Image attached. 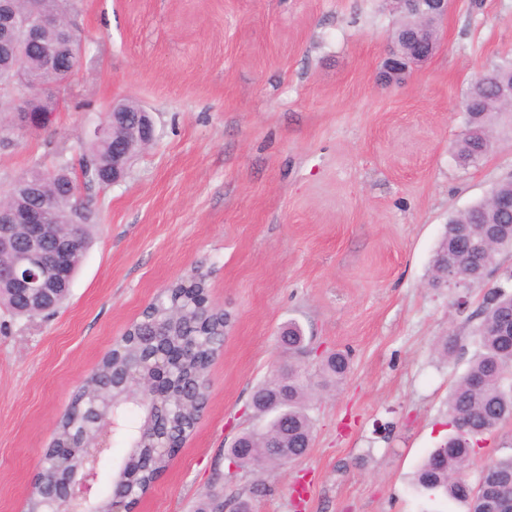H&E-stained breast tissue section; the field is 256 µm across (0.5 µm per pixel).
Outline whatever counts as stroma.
Instances as JSON below:
<instances>
[{
	"label": "stroma",
	"mask_w": 512,
	"mask_h": 512,
	"mask_svg": "<svg viewBox=\"0 0 512 512\" xmlns=\"http://www.w3.org/2000/svg\"><path fill=\"white\" fill-rule=\"evenodd\" d=\"M83 64L46 126L0 145V193L33 165L79 164L116 101L153 116L126 177L85 191L95 239L66 303L15 318L0 307V512L24 505L82 380L144 308L194 268L229 318L200 419L135 512H465L414 490L448 435V394L478 348L455 295L429 287L450 214L512 176V127L475 165L453 146L469 84L512 59V0H453L431 59L380 80L390 0H80ZM296 320L350 371L318 389L308 453L225 479L224 457L260 426L254 388L288 363ZM463 350L441 357L438 341Z\"/></svg>",
	"instance_id": "35a3bbf8"
}]
</instances>
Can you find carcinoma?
Here are the masks:
<instances>
[{"label":"carcinoma","mask_w":512,"mask_h":512,"mask_svg":"<svg viewBox=\"0 0 512 512\" xmlns=\"http://www.w3.org/2000/svg\"><path fill=\"white\" fill-rule=\"evenodd\" d=\"M12 7L23 17L32 16L37 9L63 17L77 11L74 0H13ZM511 75L512 61H509L480 74L468 87L465 97H475L476 106L464 113V129L454 146L462 163L476 164L491 149L492 121L508 109L507 100L500 95V84ZM68 79L67 73L43 64L38 47L18 39L12 53L0 55V105L7 106L12 95L21 92L24 82L29 81L36 91L27 95L26 106L31 112H43L52 104L51 88ZM111 160L112 141L90 139L81 164V179L43 178L35 166L25 172V176L39 179L43 194L53 201L57 212L58 223L47 227L49 242L75 235L83 243L82 248L72 251L64 260L68 276L61 280L57 290L58 306L66 300L92 242L95 215L81 200L80 187H104L103 180L112 175ZM510 186L512 180L502 179L484 200L448 217L446 231L433 257L430 286L440 287L448 258L473 283L484 281L498 270L499 256L505 251L512 252V238L494 237L475 246L469 243L467 235L479 234L487 222L497 227L512 223V215L498 214L493 209L494 192ZM36 201L37 197L22 189L16 180L0 195V204L11 209L29 208ZM207 278V272L196 268L165 288L146 309L148 316L164 323L163 341L154 343L144 336L150 321L139 320L133 331L82 382L57 425V440L78 446L89 439L99 417L112 416V407L120 408L126 416H134L133 422L119 430L126 451L119 468L109 475V487L89 505L92 512H111L112 498L121 492L130 494L126 499L128 505L131 499L144 496L169 466L170 458L160 452L161 446L186 439L203 410L206 370L223 346L226 326L223 310L202 308ZM0 303L18 316L31 317L23 299L1 279ZM509 318H512L511 271L492 283L483 295L478 312L465 318L467 323L477 320L471 337L479 353L448 395L450 432L446 441L421 463L413 483L419 492L440 494L452 502L465 504L467 512H507L502 499L512 502L511 452L490 459L492 466L480 469L478 476L484 479V493H474L475 484L469 479L470 465L481 443L512 421V335L502 329ZM159 349L180 353L171 359L172 392L165 405L145 402L149 395L144 390L130 396L119 386V369L128 359L143 363L142 370L148 377L153 354ZM285 349L293 355L305 352V336L294 322L288 324ZM348 368L345 354L332 353L322 362L321 376L339 383ZM313 387L307 373L292 363L257 387L253 409L267 419L266 425L242 432L237 442L243 447L228 448L226 460L241 457L240 468L259 471L287 465L278 451L281 446L288 447L290 454L306 453L304 445L311 441L313 432L306 401L312 396ZM45 458L47 466L40 477L42 488L31 493L25 512H49L50 504L61 499L65 478L82 470L83 458L79 454L62 459L50 447Z\"/></svg>","instance_id":"obj_1"}]
</instances>
